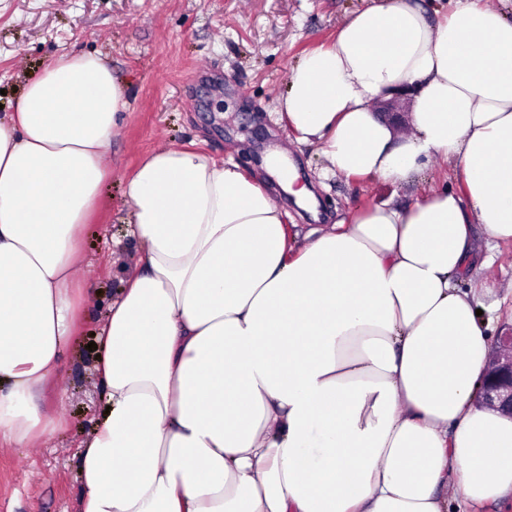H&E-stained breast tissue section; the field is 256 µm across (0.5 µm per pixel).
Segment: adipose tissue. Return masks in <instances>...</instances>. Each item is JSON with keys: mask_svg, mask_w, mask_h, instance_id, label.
<instances>
[{"mask_svg": "<svg viewBox=\"0 0 512 512\" xmlns=\"http://www.w3.org/2000/svg\"><path fill=\"white\" fill-rule=\"evenodd\" d=\"M286 83L279 117L327 172L399 186L437 157L457 185L300 243L234 160L145 155L76 512H449L452 481L468 505L512 497V419L479 402L492 347L459 286L474 225L512 241V18L373 0ZM406 85L405 124L379 117ZM128 109L105 60L72 50L0 117L1 448L60 425L37 398L81 317L80 232Z\"/></svg>", "mask_w": 512, "mask_h": 512, "instance_id": "1", "label": "adipose tissue"}]
</instances>
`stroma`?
I'll return each mask as SVG.
<instances>
[{
    "mask_svg": "<svg viewBox=\"0 0 512 512\" xmlns=\"http://www.w3.org/2000/svg\"><path fill=\"white\" fill-rule=\"evenodd\" d=\"M370 0H0V108L11 111L26 82L73 49L99 53L128 86L130 108L112 143V177L86 230L82 271L95 296L43 405L63 418L36 449L0 450V512H75L76 453L104 402L94 381L95 340L107 308L141 246L132 236L125 186L139 160L163 145L233 159L276 193L284 188L265 159L288 149L317 211L288 210L298 231L390 199L409 201L416 183L324 177L315 148L299 145L276 111L288 70L335 36ZM491 266L471 269L461 288L477 299L497 338L512 327V243L493 248Z\"/></svg>",
    "mask_w": 512,
    "mask_h": 512,
    "instance_id": "1",
    "label": "stroma"
}]
</instances>
